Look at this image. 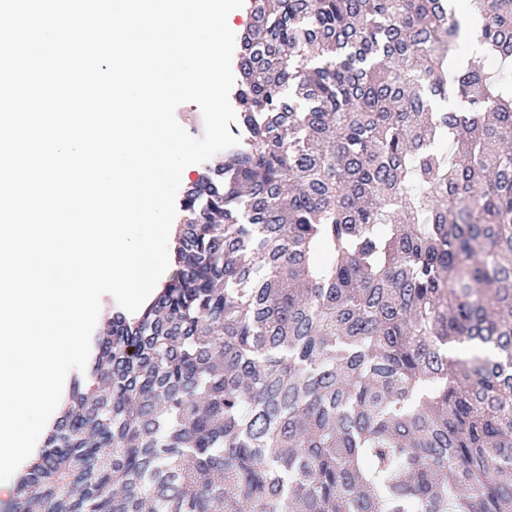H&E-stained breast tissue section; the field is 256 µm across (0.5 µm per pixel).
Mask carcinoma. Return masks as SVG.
<instances>
[{
	"label": "carcinoma",
	"mask_w": 512,
	"mask_h": 512,
	"mask_svg": "<svg viewBox=\"0 0 512 512\" xmlns=\"http://www.w3.org/2000/svg\"><path fill=\"white\" fill-rule=\"evenodd\" d=\"M253 0L239 143L13 512H512V0Z\"/></svg>",
	"instance_id": "obj_1"
}]
</instances>
